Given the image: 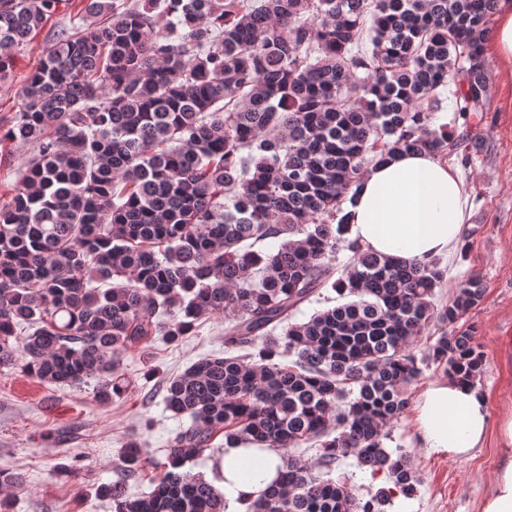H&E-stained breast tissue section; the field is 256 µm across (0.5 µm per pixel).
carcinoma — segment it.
Masks as SVG:
<instances>
[{
  "label": "carcinoma",
  "mask_w": 512,
  "mask_h": 512,
  "mask_svg": "<svg viewBox=\"0 0 512 512\" xmlns=\"http://www.w3.org/2000/svg\"><path fill=\"white\" fill-rule=\"evenodd\" d=\"M66 2L0 0V82ZM496 3L87 0L83 25L57 32L0 134L36 148L0 205V368L44 385L94 379L120 399L132 383L119 355L228 316L224 356L165 382L166 408L189 419L167 463L129 442L122 478L97 487L116 512H228L183 471L221 434L281 460L256 497L235 499L244 512H386L416 495L409 459L383 443L421 374L411 347L434 324L427 359L476 378L483 354L459 322L484 283L471 275L439 302L448 267L363 249L341 213L384 155L471 164L479 136L454 138L436 113L451 86L464 124L483 111ZM325 290L343 303L293 321ZM304 444L319 471L282 452ZM351 456L392 485L357 496L332 477ZM161 466L150 492L128 496Z\"/></svg>",
  "instance_id": "1"
}]
</instances>
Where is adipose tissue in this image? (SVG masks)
<instances>
[{
    "instance_id": "ef3b65f1",
    "label": "adipose tissue",
    "mask_w": 512,
    "mask_h": 512,
    "mask_svg": "<svg viewBox=\"0 0 512 512\" xmlns=\"http://www.w3.org/2000/svg\"><path fill=\"white\" fill-rule=\"evenodd\" d=\"M488 51L502 77L512 80V0H498ZM470 210L455 166L429 153L402 152L369 166L345 212L351 237L363 249L426 261L460 242ZM491 432L496 435L495 466L479 512H512V406L492 415L474 380H439L423 392L417 416L422 447L466 457ZM280 464L269 450L225 449L220 487L231 499L252 494L275 479Z\"/></svg>"
}]
</instances>
